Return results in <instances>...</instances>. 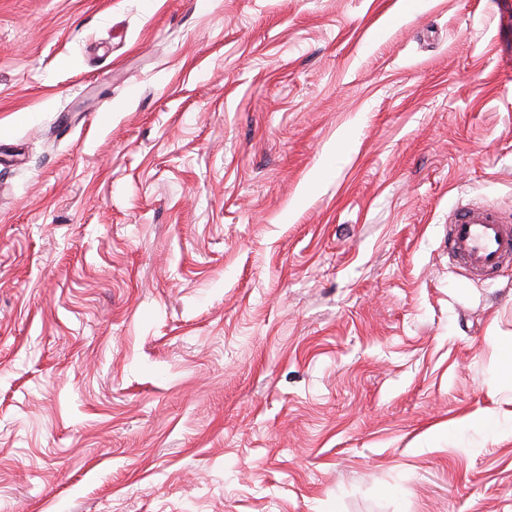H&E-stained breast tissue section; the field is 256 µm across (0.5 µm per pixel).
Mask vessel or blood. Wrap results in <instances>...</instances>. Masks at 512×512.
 Wrapping results in <instances>:
<instances>
[{
  "mask_svg": "<svg viewBox=\"0 0 512 512\" xmlns=\"http://www.w3.org/2000/svg\"><path fill=\"white\" fill-rule=\"evenodd\" d=\"M448 257L465 276L491 281L512 266V217L482 203L458 206L448 216Z\"/></svg>",
  "mask_w": 512,
  "mask_h": 512,
  "instance_id": "obj_1",
  "label": "vessel or blood"
}]
</instances>
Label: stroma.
<instances>
[{"label":"stroma","mask_w":512,"mask_h":512,"mask_svg":"<svg viewBox=\"0 0 512 512\" xmlns=\"http://www.w3.org/2000/svg\"><path fill=\"white\" fill-rule=\"evenodd\" d=\"M512 0H0V512H512ZM481 412L492 421L478 420ZM512 217L490 204L466 203L448 215V257L470 279L491 281L512 266Z\"/></svg>","instance_id":"35a3bbf8"}]
</instances>
